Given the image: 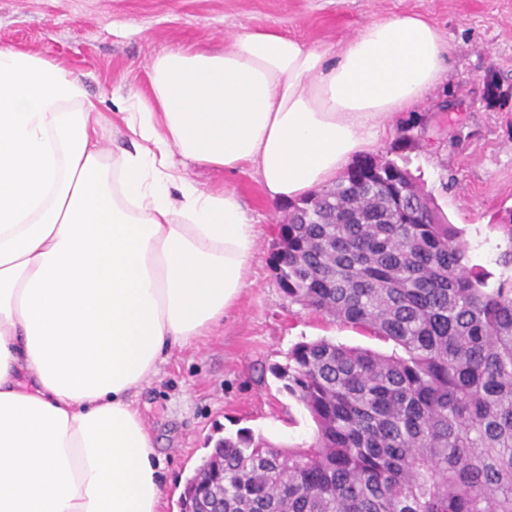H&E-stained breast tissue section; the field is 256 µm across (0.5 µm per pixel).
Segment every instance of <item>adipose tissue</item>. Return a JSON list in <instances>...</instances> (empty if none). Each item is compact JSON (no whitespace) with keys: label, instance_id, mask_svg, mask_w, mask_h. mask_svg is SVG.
Instances as JSON below:
<instances>
[{"label":"adipose tissue","instance_id":"adipose-tissue-1","mask_svg":"<svg viewBox=\"0 0 512 512\" xmlns=\"http://www.w3.org/2000/svg\"><path fill=\"white\" fill-rule=\"evenodd\" d=\"M425 18L339 49L247 30L148 65L104 118L73 72L0 47V512H160L162 464L134 397L247 285L256 232L235 191L172 154L258 173L282 204L330 187L441 79ZM131 142L108 154L110 133Z\"/></svg>","mask_w":512,"mask_h":512}]
</instances>
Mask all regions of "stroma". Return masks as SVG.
I'll return each mask as SVG.
<instances>
[{
  "label": "stroma",
  "instance_id": "stroma-1",
  "mask_svg": "<svg viewBox=\"0 0 512 512\" xmlns=\"http://www.w3.org/2000/svg\"><path fill=\"white\" fill-rule=\"evenodd\" d=\"M425 17L448 44L444 77L396 113L371 152L404 166L448 221L462 228L473 263L496 271L512 210V0H0V46L39 54L79 76L112 121L119 97L149 95L148 64L172 49L221 46L239 31L273 29L336 47L369 23ZM496 77L501 103L483 99ZM188 180L236 191L258 243L235 308L196 346L175 349L136 404L163 463L162 512H180L188 477L222 436L249 429L286 448L310 445L316 425L274 368L296 343L321 337L391 355L393 342L291 303L271 260L288 204L270 203L253 169L235 173L178 160Z\"/></svg>",
  "mask_w": 512,
  "mask_h": 512
}]
</instances>
